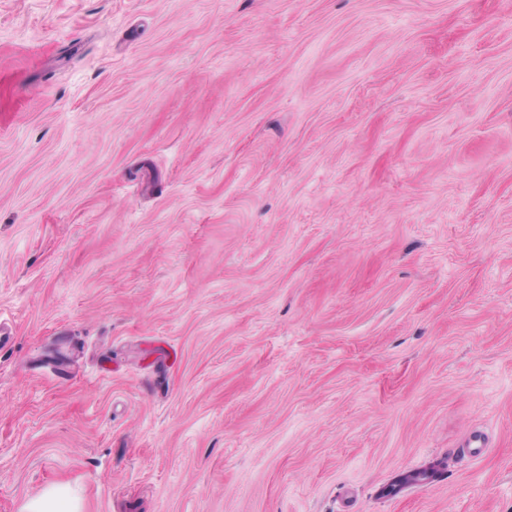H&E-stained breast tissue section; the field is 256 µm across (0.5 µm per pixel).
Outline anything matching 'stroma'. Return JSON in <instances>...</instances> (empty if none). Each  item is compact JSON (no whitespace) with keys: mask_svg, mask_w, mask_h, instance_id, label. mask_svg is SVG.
I'll list each match as a JSON object with an SVG mask.
<instances>
[{"mask_svg":"<svg viewBox=\"0 0 512 512\" xmlns=\"http://www.w3.org/2000/svg\"><path fill=\"white\" fill-rule=\"evenodd\" d=\"M0 326V512H512V0H0ZM23 512H80L78 501L63 486H54L30 499Z\"/></svg>","mask_w":512,"mask_h":512,"instance_id":"stroma-1","label":"stroma"}]
</instances>
